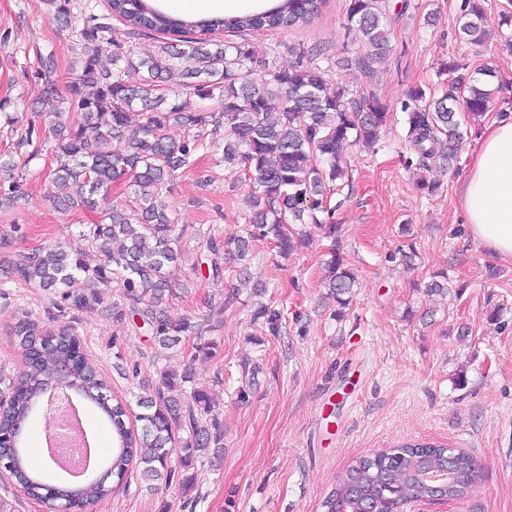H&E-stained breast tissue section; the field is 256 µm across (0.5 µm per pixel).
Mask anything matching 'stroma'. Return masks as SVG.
Segmentation results:
<instances>
[{
    "instance_id": "obj_1",
    "label": "stroma",
    "mask_w": 512,
    "mask_h": 512,
    "mask_svg": "<svg viewBox=\"0 0 512 512\" xmlns=\"http://www.w3.org/2000/svg\"><path fill=\"white\" fill-rule=\"evenodd\" d=\"M463 0H389L392 53L370 73L332 81L372 93L390 120L379 142L349 151V180L339 194L336 237L307 225L304 241L280 256L270 241L251 246L247 264L228 262L220 277L197 268L209 237L223 239L243 224L250 186L224 170L220 156L198 153L180 170L166 201L177 217L184 252L171 272L172 320L202 323L213 356L188 349L158 351L148 333L113 318L115 284H102L103 307L69 308L59 294L0 274V373L22 368L24 350L12 334L27 320L45 332L71 325L114 395L136 407L152 393L162 368H193V384L213 399L222 425L223 454L200 459L195 512H322L337 475L355 459L402 443L437 442L478 456L474 491L423 512H512V260L484 248L459 207V185L475 147L467 138L452 170L433 172L440 186L419 190L417 155L405 141L401 110L411 87L431 92L443 81L438 64L457 55L468 68L496 69L489 108L474 132L512 114V28L485 45L456 41ZM346 0H324L305 27L248 34L275 63L295 61V48H317L335 60L358 46L345 28ZM74 43L45 0H0V99H35L41 56L54 57L58 89L70 77ZM49 118L0 115V153L34 131L40 154L23 168L26 200L0 208V265L18 251L62 242L78 244L81 225L97 213L59 211L46 195L56 166ZM357 276L342 320L321 284L331 249ZM445 280L447 297L428 296L425 284ZM283 313L279 336L262 334L253 315L260 304ZM255 364V380L244 375ZM177 481L144 483L132 473L107 500L87 512H181Z\"/></svg>"
}]
</instances>
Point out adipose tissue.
Wrapping results in <instances>:
<instances>
[{
    "instance_id": "obj_1",
    "label": "adipose tissue",
    "mask_w": 512,
    "mask_h": 512,
    "mask_svg": "<svg viewBox=\"0 0 512 512\" xmlns=\"http://www.w3.org/2000/svg\"><path fill=\"white\" fill-rule=\"evenodd\" d=\"M460 207L473 237L512 260V119L483 128L460 187Z\"/></svg>"
}]
</instances>
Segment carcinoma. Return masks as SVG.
Returning <instances> with one entry per match:
<instances>
[{
  "instance_id": "obj_1",
  "label": "carcinoma",
  "mask_w": 512,
  "mask_h": 512,
  "mask_svg": "<svg viewBox=\"0 0 512 512\" xmlns=\"http://www.w3.org/2000/svg\"><path fill=\"white\" fill-rule=\"evenodd\" d=\"M62 25L72 23L70 0H46ZM322 0H275L261 11L186 21L155 7L149 0H109L111 17L128 28L127 34L158 33L172 36L161 53L141 57L119 37L110 17L88 13L74 30L79 50L71 65L66 94L55 88L51 57L41 60L37 78L42 92L31 104L0 101V111L11 106L44 113L54 122L49 133L55 142L56 168L52 183L71 187L65 195L51 194L57 209L90 210L106 203L112 184L122 181L133 189V200L105 208L98 224L80 234L84 245L62 242L18 252L0 271L8 279L45 291H60L61 298L81 310L102 304L95 285L112 282L122 289L123 303L112 305V315L129 319L153 336L162 350H171L195 338V355H209L214 344L202 340V324L172 321L163 307L171 268L181 260L175 248V222L161 191L175 173L199 151L223 150L224 169L249 181L251 213L239 230L224 236V243L209 241L210 267L220 276L221 261H245L250 243L271 240L278 252L296 247L293 225L314 224L336 235L338 224L326 200L337 190L336 181L347 174L346 150L377 141L389 120L387 105L373 94H354L332 84L331 67L319 57L298 49L296 61L278 68L269 53L249 42L225 43L211 37L224 30L240 35L307 25L318 15ZM392 19L385 0H348L346 26L365 53L336 62L344 71L371 70L387 59L391 48ZM458 37L482 45L492 35L487 28L486 0H464L457 20ZM110 53V65L101 54ZM466 64L456 57L442 63L448 84L439 97L421 87L412 88L402 104L406 114V141L418 155L419 165L431 171L437 163L451 165L467 135L461 115L477 117L487 110L496 71L479 68L463 73ZM179 72L181 89L166 85ZM199 99L193 110L181 96ZM138 110L132 126L129 112ZM177 125L191 132L182 140L169 135ZM13 159L0 157V207L11 208L23 199ZM355 274L337 256L327 263L325 287L336 302L350 303ZM282 312L262 305L253 322L269 336L279 334ZM13 335L26 351L31 367L17 376L0 375L3 390L13 394L5 424L18 426L41 409L50 381L69 369L78 381L73 391L82 402L94 404L112 426V447L106 450L103 471L78 488L51 484L27 467L19 448L8 472L26 488V495L41 500L79 499L83 504L103 500L113 484H122L132 470L148 481L170 479L172 456H177L186 503L196 499V463L211 447L221 448L223 431L207 393L193 382L192 369L158 373L154 393L139 399L140 423L130 427V409L122 401L100 398L110 386L96 366L85 361L72 365L73 331L62 326L44 337L34 324L18 323ZM481 469L480 460L463 450L437 444H406L385 448L360 458L339 476L322 502L323 512H395L409 500L431 501L469 494ZM447 471L449 481L437 483L431 474Z\"/></svg>"
}]
</instances>
